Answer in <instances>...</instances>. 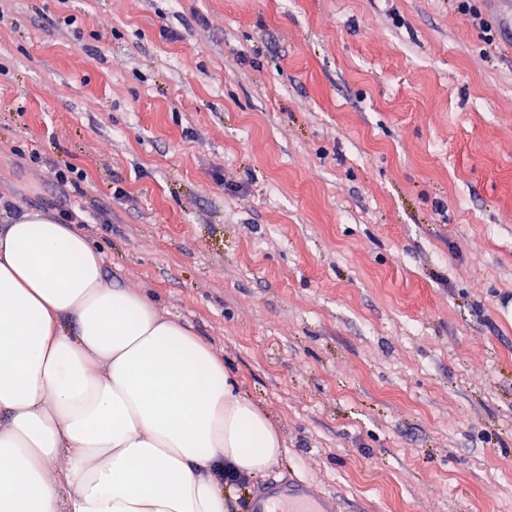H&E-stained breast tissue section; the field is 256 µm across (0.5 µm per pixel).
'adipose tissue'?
Listing matches in <instances>:
<instances>
[{"label": "adipose tissue", "mask_w": 512, "mask_h": 512, "mask_svg": "<svg viewBox=\"0 0 512 512\" xmlns=\"http://www.w3.org/2000/svg\"><path fill=\"white\" fill-rule=\"evenodd\" d=\"M285 452L210 344L54 211L0 226V512H227Z\"/></svg>", "instance_id": "obj_1"}]
</instances>
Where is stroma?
<instances>
[{
	"instance_id": "stroma-1",
	"label": "stroma",
	"mask_w": 512,
	"mask_h": 512,
	"mask_svg": "<svg viewBox=\"0 0 512 512\" xmlns=\"http://www.w3.org/2000/svg\"><path fill=\"white\" fill-rule=\"evenodd\" d=\"M0 0V225L72 210L335 512H512V0ZM81 176L62 186L56 171Z\"/></svg>"
}]
</instances>
